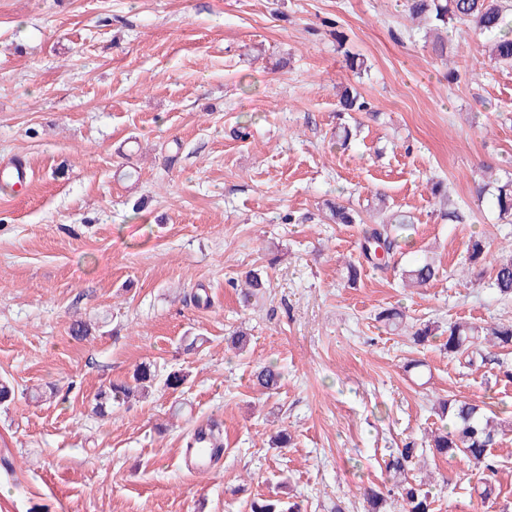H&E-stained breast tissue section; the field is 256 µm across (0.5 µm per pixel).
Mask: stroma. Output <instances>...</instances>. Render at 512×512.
I'll return each instance as SVG.
<instances>
[{"mask_svg":"<svg viewBox=\"0 0 512 512\" xmlns=\"http://www.w3.org/2000/svg\"><path fill=\"white\" fill-rule=\"evenodd\" d=\"M482 42L456 22L436 57L403 0H0V163L33 173L0 188V380L16 389L0 404V512H248L261 497L364 512L389 449L441 427L439 400L512 421V350L465 367L375 319L512 320L466 253L479 234L512 256V224L473 193L481 163L512 172V67ZM342 85L368 103L345 149ZM380 193L414 221L383 272L361 252ZM329 201L362 224L331 223ZM426 256L437 280L403 287ZM262 266L270 286L243 305L236 286ZM238 329L242 356L225 343ZM143 363L148 395L96 414L99 388ZM268 363L270 395L251 382ZM214 422L224 456L191 472L186 436ZM280 430L290 447H269ZM493 453L487 476L421 456L435 512H512V432Z\"/></svg>","mask_w":512,"mask_h":512,"instance_id":"1","label":"stroma"}]
</instances>
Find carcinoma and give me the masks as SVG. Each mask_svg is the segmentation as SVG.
<instances>
[{
    "instance_id": "carcinoma-1",
    "label": "carcinoma",
    "mask_w": 512,
    "mask_h": 512,
    "mask_svg": "<svg viewBox=\"0 0 512 512\" xmlns=\"http://www.w3.org/2000/svg\"><path fill=\"white\" fill-rule=\"evenodd\" d=\"M405 11L418 22V28L425 30V41L431 44L434 54L440 58L448 53V24L457 20L472 25L475 34L484 35L489 41L483 45L484 54L495 64L512 66V0H405ZM337 111L362 112L367 108L358 90L344 85L337 92ZM433 194L439 197L443 206H448L444 216L450 220L460 219L457 204L450 198L442 182L433 186ZM495 208L498 217L512 223V179L496 187ZM330 220L335 224H355L359 212L339 203L328 204ZM412 226L411 217L395 213L386 222L364 230L363 253L373 267L386 270L390 266L397 246L398 237ZM468 260L472 264L484 261L491 255L490 244L482 237H472L467 245ZM493 286L504 299H512V257H497L490 262ZM438 268L428 259H420L402 272L405 282L419 287L436 279ZM244 302L269 287L262 272L250 270L243 281ZM378 320L394 331H407L406 314L392 307L380 311ZM489 347H512V322H498L476 328L456 322L448 326V336L441 348L448 356L471 366L484 359ZM253 377L255 384L267 391L279 387L281 373L269 363L258 367ZM155 380L151 365L142 363L134 371L132 381L112 382L100 389L95 397L96 412L108 413L112 402H129L136 399ZM441 416L448 418V425L429 435L427 447L432 454L467 460L477 469L495 471L491 448L498 444L499 437L506 429L512 428L511 421L498 419L486 407L467 401L446 400L441 405ZM417 449L403 448L386 464L392 474V485L386 491L364 489L368 504L366 512H385L388 499L401 500L402 512H434V498L424 489L425 483L409 476L413 470V459Z\"/></svg>"
}]
</instances>
